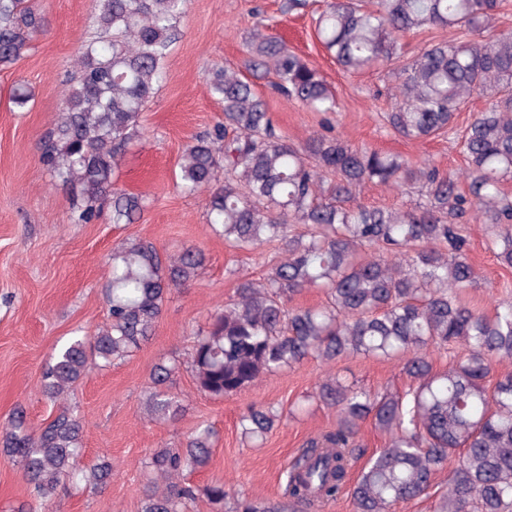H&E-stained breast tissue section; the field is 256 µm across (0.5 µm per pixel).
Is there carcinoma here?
<instances>
[{
  "mask_svg": "<svg viewBox=\"0 0 512 512\" xmlns=\"http://www.w3.org/2000/svg\"><path fill=\"white\" fill-rule=\"evenodd\" d=\"M503 3L335 0L312 12L319 42L349 73L400 60L408 32L453 33L402 67V100L383 121L408 140L450 136L465 157V192L456 174L426 163L355 148L335 136L314 134L298 147L276 135L267 103L244 72L274 74L279 93L316 112L336 111V98L320 73L261 22L242 66L209 76L224 121L185 147L181 187L208 191V225L224 241L244 251L276 243L282 256L266 278H239L235 299L195 333L188 365L198 392L234 395L308 357L400 358L414 381L403 395H372L325 377L317 396L337 408L336 429L308 440L288 469L281 499H242L235 512H309L343 492L356 512H392L398 502L429 494L442 472L447 483L436 512H512V372L488 383L493 362L512 359V301L487 314L459 293L479 280L461 233L460 219L471 211L497 228L492 248L512 267V198L503 191L512 181V32L492 26ZM185 6L186 0H94L98 31L80 42L76 74L41 154L46 170L80 193L75 223L95 221L108 200L113 223L140 217L139 199L118 186L115 173L137 137L140 113L165 78ZM45 30V16L27 0H0V67L15 65ZM475 95L489 107L459 130L457 113ZM10 101L26 108L28 86L17 82ZM369 184L402 193L416 188L425 201L409 209L354 202ZM296 224L307 232H293ZM205 262L195 247L176 255L143 240L113 248L106 322L62 345L42 375V394L64 405L37 431L18 408L0 432V454L20 466L41 503L70 483H111L112 465L103 457L76 468L82 425L65 400L89 364L112 365L140 348L171 291L187 286ZM308 288L324 290L326 302L287 306ZM433 348L453 350L447 369L434 370ZM176 369L175 363L155 366L147 398L155 420L173 422L183 412L168 391ZM367 420L389 441L352 480V462L363 453L356 435ZM241 422L262 438L276 415L251 405ZM212 436L203 428L185 446L145 462L149 489L141 512H186L201 496L223 512L224 484L181 481L184 471L209 464Z\"/></svg>",
  "mask_w": 512,
  "mask_h": 512,
  "instance_id": "carcinoma-1",
  "label": "carcinoma"
}]
</instances>
